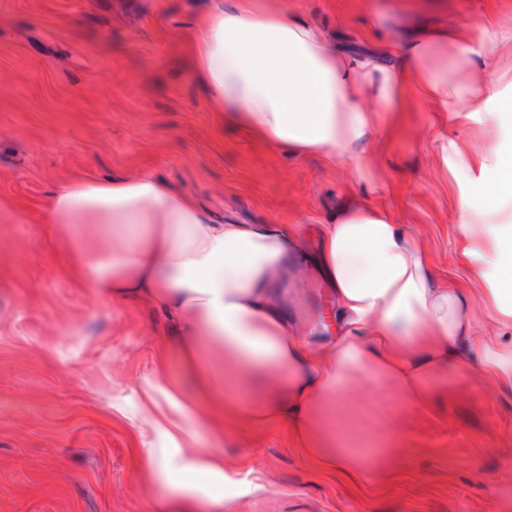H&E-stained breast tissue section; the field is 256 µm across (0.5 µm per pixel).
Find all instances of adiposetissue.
I'll list each match as a JSON object with an SVG mask.
<instances>
[{
	"label": "adipose tissue",
	"instance_id": "obj_1",
	"mask_svg": "<svg viewBox=\"0 0 512 512\" xmlns=\"http://www.w3.org/2000/svg\"><path fill=\"white\" fill-rule=\"evenodd\" d=\"M488 26L427 28L400 47L395 69L383 52H345L332 32L275 0H203L180 39L188 73L222 124L275 153L349 167L361 182L383 113L416 96L461 119L489 95L495 75L473 69L458 83L433 62L436 50L470 38L481 59L512 45V29L491 37ZM454 151L455 179L478 173L486 199L456 202L461 255L483 287L439 279L419 237L386 208L352 196L309 229L311 261L336 311L334 335L316 342L315 324L298 326L287 314L285 285L301 250L294 225L233 222L153 174L76 175L29 214L67 275L176 321L181 362L239 439L284 429L315 475L339 476L360 492L373 481L394 484L397 470L387 460L368 476L331 427L330 412L354 383L395 386L420 411L434 373L465 367L512 397V153L493 138Z\"/></svg>",
	"mask_w": 512,
	"mask_h": 512
}]
</instances>
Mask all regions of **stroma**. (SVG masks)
Listing matches in <instances>:
<instances>
[{"label": "stroma", "mask_w": 512, "mask_h": 512, "mask_svg": "<svg viewBox=\"0 0 512 512\" xmlns=\"http://www.w3.org/2000/svg\"><path fill=\"white\" fill-rule=\"evenodd\" d=\"M200 0H0V512H167L186 482L192 512H512V398L474 374H435L431 411L362 381L336 412L359 434L368 468L394 458L399 476L363 496L335 477L313 476L283 430L239 440L225 425L214 440L179 357L178 327L139 299L115 301L64 275L27 204L78 173L159 174L206 207L244 224L300 229L326 222L348 192L386 207L429 250L438 277L475 285L458 253L452 204L481 197L456 182L442 142L472 141L484 112L435 134L437 118L416 99L384 144L372 145L368 181L312 158L275 155L220 126L186 73L178 41ZM327 27L343 48L373 52L425 24L467 27L495 14L512 26V0H284ZM297 274L308 288L293 309L317 316L330 296L303 238ZM195 435L153 429L161 469L138 455L147 390ZM224 457L223 475L190 471L199 454Z\"/></svg>", "instance_id": "1"}]
</instances>
